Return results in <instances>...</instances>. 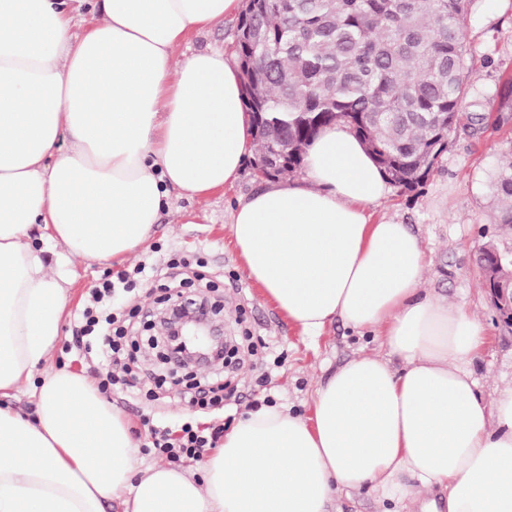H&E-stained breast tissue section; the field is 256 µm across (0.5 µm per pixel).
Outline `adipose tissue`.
Returning <instances> with one entry per match:
<instances>
[{"mask_svg":"<svg viewBox=\"0 0 512 512\" xmlns=\"http://www.w3.org/2000/svg\"><path fill=\"white\" fill-rule=\"evenodd\" d=\"M241 0H99L90 27L66 0H0V512H331L391 495L402 477L447 512H512V384L495 405L469 369L484 343L463 306L424 294L408 225L372 221L390 191L344 124L319 131L307 175L231 215L248 278L303 335L334 320L376 333L312 414L251 413L201 469L137 466L130 424L87 375L52 365L72 280L66 258L124 262L170 191L233 184L251 147L240 66L177 46ZM69 148H61V137Z\"/></svg>","mask_w":512,"mask_h":512,"instance_id":"ef3b65f1","label":"adipose tissue"}]
</instances>
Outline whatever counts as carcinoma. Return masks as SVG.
<instances>
[{
    "label": "carcinoma",
    "instance_id": "cac0c4a2",
    "mask_svg": "<svg viewBox=\"0 0 512 512\" xmlns=\"http://www.w3.org/2000/svg\"><path fill=\"white\" fill-rule=\"evenodd\" d=\"M472 0H272L237 25L246 114L282 126L300 161L317 133L348 125L393 186L411 191L446 150L468 94L464 26ZM265 36L253 47L251 28ZM258 85L261 95L250 88ZM512 231V157L491 182Z\"/></svg>",
    "mask_w": 512,
    "mask_h": 512
}]
</instances>
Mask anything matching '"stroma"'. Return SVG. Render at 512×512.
I'll list each match as a JSON object with an SVG mask.
<instances>
[{"label":"stroma","instance_id":"obj_1","mask_svg":"<svg viewBox=\"0 0 512 512\" xmlns=\"http://www.w3.org/2000/svg\"><path fill=\"white\" fill-rule=\"evenodd\" d=\"M237 23V17L227 16L204 31L189 34L175 49V61L200 50L233 55ZM464 35L468 95L481 99L482 112L489 120L486 129L469 127L471 107L469 102L462 104L461 119L448 147L424 182L412 191L391 188L370 211L374 218L391 217L409 225L425 253L423 289L463 304L481 324L487 343L470 370L478 394L490 401L496 387L512 382V326L498 317L481 288L475 257L489 242L503 250L512 248V232L498 224L490 196V181L497 166L512 155V114L499 120L496 95L499 86L512 78V0H473ZM259 188L246 164L238 179L222 190L206 197L174 198L172 209L163 210L154 224L148 243L125 262L130 268L146 257L163 268L175 254L201 260L206 278L217 287L215 297L223 306L227 336L246 334L259 345L257 358L238 372L236 402L224 419L228 428L267 398L293 414L310 415L314 392L321 382L350 359L380 350L374 334L339 321L321 335H301L248 279L232 244L230 220L236 205ZM67 268L73 285L71 312L61 329L63 338L70 336L73 314L85 305L92 286L116 265L73 259ZM160 295L155 286L139 285L122 302L124 315L133 316L138 326L136 356L141 367L149 369L158 367L159 362L148 343L145 314L156 311ZM107 400L130 422L134 439L141 446L149 441L142 416H160L172 424L200 417L171 393L153 401L115 392ZM403 484L406 494L402 497H388L369 488L341 492L334 512H420L418 501L412 497L416 481L407 477Z\"/></svg>","mask_w":512,"mask_h":512}]
</instances>
